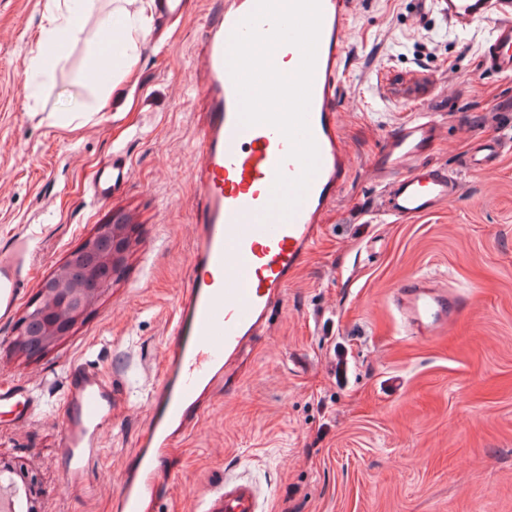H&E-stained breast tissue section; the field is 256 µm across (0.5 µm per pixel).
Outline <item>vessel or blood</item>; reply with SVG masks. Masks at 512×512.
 <instances>
[{
    "instance_id": "1",
    "label": "vessel or blood",
    "mask_w": 512,
    "mask_h": 512,
    "mask_svg": "<svg viewBox=\"0 0 512 512\" xmlns=\"http://www.w3.org/2000/svg\"><path fill=\"white\" fill-rule=\"evenodd\" d=\"M255 0H221L208 13L206 35L197 50L195 87L207 103L209 122L201 132L195 160L197 221L192 264L198 280L182 291L161 372L148 401L149 434L137 449V463L125 469L115 512H144L163 474V464L178 444L203 422L213 406L211 394L224 368L265 323L271 303L280 298L313 250L321 218L339 195L352 166L335 109L350 49L347 0H321L322 24L312 84L308 123L317 144L319 168L291 217L268 212L276 175L297 177L302 167L290 158V142L268 124L242 125L238 95L227 66L229 39ZM449 22L467 28L487 24L490 34L482 59L493 71L512 75V0H439ZM276 68L293 73L301 62L291 44L277 47ZM436 134L428 116L402 123L388 136L377 157L380 168L397 172L383 201L388 214L414 218L452 203L457 185L447 171L411 168ZM131 171L122 154H113L90 187L103 200L128 183ZM32 274L28 236L19 234L0 251V319L10 318L18 295ZM407 322L434 335L457 320L459 302L416 278L399 290ZM111 382L84 365L69 367L64 396L62 451L68 458L67 482L78 483L88 460L99 453L105 424L112 418ZM37 398L0 386V406L36 407ZM202 512H261L256 485L228 479L207 499Z\"/></svg>"
}]
</instances>
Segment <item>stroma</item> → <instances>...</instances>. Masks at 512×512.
Returning a JSON list of instances; mask_svg holds the SVG:
<instances>
[{
    "mask_svg": "<svg viewBox=\"0 0 512 512\" xmlns=\"http://www.w3.org/2000/svg\"><path fill=\"white\" fill-rule=\"evenodd\" d=\"M45 0H0V250L34 247V276L0 321V385L33 389L36 409H0V466L30 480L36 512H111L145 433L196 213L194 157L206 122L192 79L212 0L153 25L136 80L96 110L84 86L97 17L85 0L77 38L30 68ZM351 58L336 102L353 168L321 235L259 336L228 371L202 427L166 461L148 512H198L225 478L258 487L264 512H512V77L480 59L486 26L464 32L436 0H351ZM88 110L82 127L54 121ZM429 116L436 143L419 162L458 181L455 201L398 220L382 214L393 177L375 160L404 121ZM501 149L469 165L474 144ZM131 171L103 201L88 187L114 152ZM130 227L120 274L84 319L46 350L13 341L43 282L108 223ZM461 298L453 330L407 334L394 305L417 276ZM80 362L116 398L102 452L67 486L59 401Z\"/></svg>",
    "mask_w": 512,
    "mask_h": 512,
    "instance_id": "obj_1",
    "label": "stroma"
}]
</instances>
